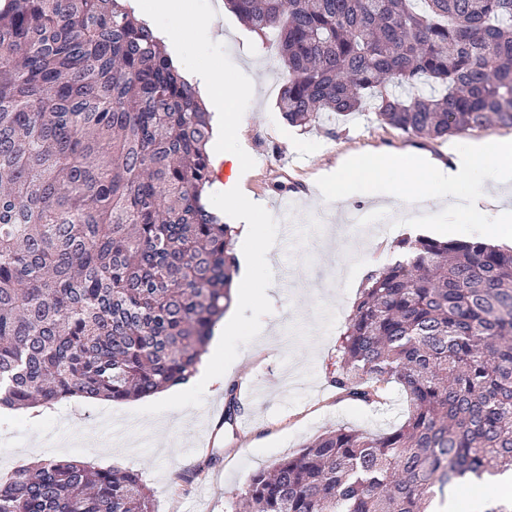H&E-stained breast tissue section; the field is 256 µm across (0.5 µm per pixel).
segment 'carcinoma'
<instances>
[{
  "instance_id": "1",
  "label": "carcinoma",
  "mask_w": 512,
  "mask_h": 512,
  "mask_svg": "<svg viewBox=\"0 0 512 512\" xmlns=\"http://www.w3.org/2000/svg\"><path fill=\"white\" fill-rule=\"evenodd\" d=\"M279 34L293 126L372 108L407 135L512 128V0H227ZM420 82L427 93L403 89ZM212 127L117 0L0 6V408L115 402L185 384L232 302L234 241L202 197ZM337 341L331 383L389 431L336 428L248 480L251 512H427L512 472V248L399 242ZM224 421L242 406L224 391ZM0 512H154L133 471L43 460Z\"/></svg>"
}]
</instances>
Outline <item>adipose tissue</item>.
<instances>
[{"mask_svg":"<svg viewBox=\"0 0 512 512\" xmlns=\"http://www.w3.org/2000/svg\"><path fill=\"white\" fill-rule=\"evenodd\" d=\"M222 8L221 0L202 11L180 6L178 0H146L143 15L171 49H180L188 39L199 46L217 47L223 42L216 28V17ZM194 76L207 109L215 113L224 129L210 150V161L213 167L223 166L231 171L216 196L223 199L224 211L232 218L238 278L262 295H269L276 288L275 282L255 277L259 267L272 262L270 248L256 244L257 224L264 207L240 187L249 165L238 134L245 120L240 108L252 99V88L215 68L196 69ZM452 154L454 160L448 165L387 153L354 155L337 169L322 191L339 201L384 196L395 207L409 205L426 212L432 202L438 201L448 220H465L481 225L487 235L512 239V208L500 206L485 217L475 210L478 201H490L493 189L512 183V142L461 141L454 145Z\"/></svg>","mask_w":512,"mask_h":512,"instance_id":"obj_1","label":"adipose tissue"}]
</instances>
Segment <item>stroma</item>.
Masks as SVG:
<instances>
[{"instance_id": "obj_1", "label": "stroma", "mask_w": 512, "mask_h": 512, "mask_svg": "<svg viewBox=\"0 0 512 512\" xmlns=\"http://www.w3.org/2000/svg\"><path fill=\"white\" fill-rule=\"evenodd\" d=\"M219 52L187 46L191 64L217 66L252 84L244 131L252 173L247 187L266 202L259 224L260 244L273 248L271 266L257 277L277 285L274 301L236 306L237 329L224 339V361H241L236 385L243 412L224 421V394L182 385L165 396L112 402L71 400L55 404L38 422L22 412L0 413V477L38 461L56 458L141 474L153 493L156 512H242L239 492L249 476L291 456L322 433L349 427L382 433L400 424L406 405L397 386L382 402L341 401L330 384L336 368V341L365 284L362 266L395 262L398 244L429 229L432 238L480 237L474 224H448L371 211L382 238L351 233L346 208L325 199L317 188L321 171L350 154L384 152L427 155L447 162L450 138L430 141L409 136L378 120L375 113L332 114L308 128L288 125L277 108L283 79L267 42L232 11L219 21ZM296 227L294 235L282 223ZM279 324L276 342L259 333L262 322ZM124 441L121 454L104 461L86 433L98 414Z\"/></svg>"}]
</instances>
